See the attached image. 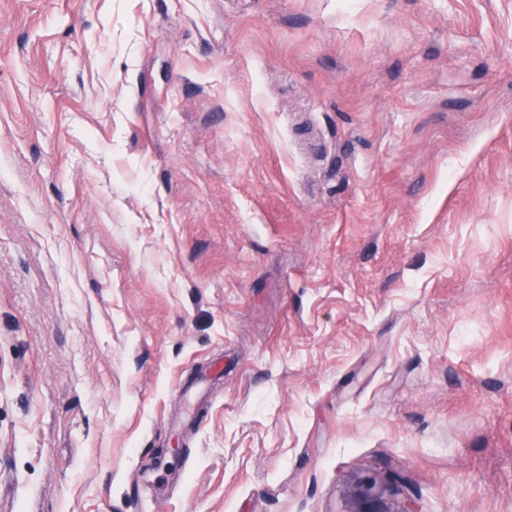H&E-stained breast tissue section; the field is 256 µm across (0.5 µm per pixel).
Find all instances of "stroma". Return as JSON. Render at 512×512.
I'll return each instance as SVG.
<instances>
[{
	"instance_id": "35a3bbf8",
	"label": "stroma",
	"mask_w": 512,
	"mask_h": 512,
	"mask_svg": "<svg viewBox=\"0 0 512 512\" xmlns=\"http://www.w3.org/2000/svg\"><path fill=\"white\" fill-rule=\"evenodd\" d=\"M393 472L512 512V0H0V512Z\"/></svg>"
}]
</instances>
